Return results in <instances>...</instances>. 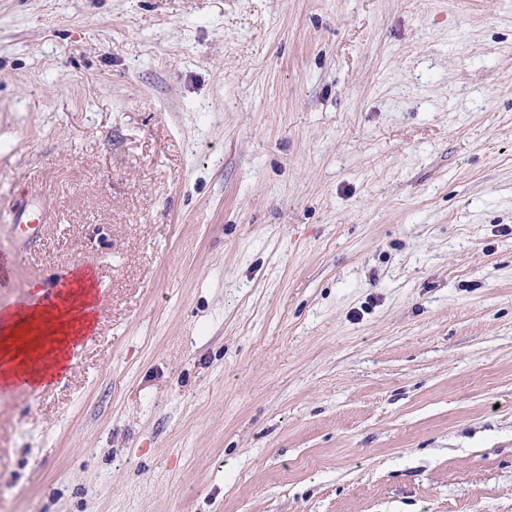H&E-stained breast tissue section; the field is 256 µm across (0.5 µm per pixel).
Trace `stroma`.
<instances>
[{
	"instance_id": "stroma-1",
	"label": "stroma",
	"mask_w": 512,
	"mask_h": 512,
	"mask_svg": "<svg viewBox=\"0 0 512 512\" xmlns=\"http://www.w3.org/2000/svg\"><path fill=\"white\" fill-rule=\"evenodd\" d=\"M75 267L0 512H512V0H0V307ZM18 224H25L18 226V240L17 245L19 248H23L32 242L31 237L41 233L42 225L40 224V215L36 211H31L25 216L23 213L18 216Z\"/></svg>"
}]
</instances>
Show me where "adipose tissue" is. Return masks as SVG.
Here are the masks:
<instances>
[{
  "mask_svg": "<svg viewBox=\"0 0 512 512\" xmlns=\"http://www.w3.org/2000/svg\"><path fill=\"white\" fill-rule=\"evenodd\" d=\"M74 290L49 309L5 313L11 326L0 335V383L44 385L67 367L68 350L95 323L92 275L74 273Z\"/></svg>",
  "mask_w": 512,
  "mask_h": 512,
  "instance_id": "1",
  "label": "adipose tissue"
}]
</instances>
